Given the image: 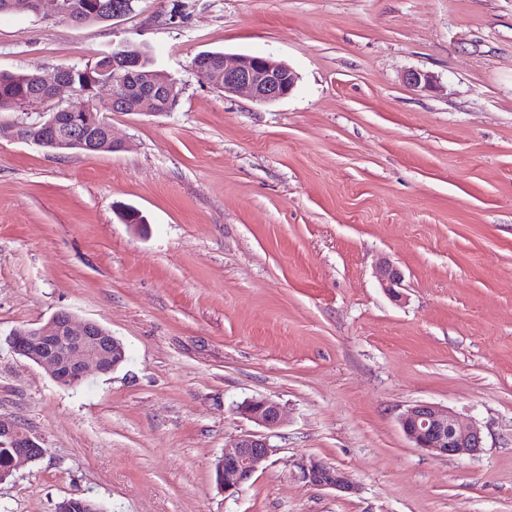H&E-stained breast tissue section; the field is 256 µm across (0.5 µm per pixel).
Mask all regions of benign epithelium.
<instances>
[{
	"mask_svg": "<svg viewBox=\"0 0 512 512\" xmlns=\"http://www.w3.org/2000/svg\"><path fill=\"white\" fill-rule=\"evenodd\" d=\"M24 2L29 11L47 20L61 16L69 19L80 17L84 11L78 0L62 11L46 0ZM124 67V56H117L112 60V68L118 74L114 79L100 83V86L111 90L106 103L116 108L129 102L135 112L160 113V102L169 89V78L162 72L125 76L119 73ZM196 72L218 85L226 94H245L264 103L286 97L296 82V75L288 66L268 58L256 59L241 54H226L224 63L198 67ZM38 82L54 97L65 89L73 97L79 93L70 69L59 68L51 75L40 74ZM41 125L44 140L59 148L78 147L96 151L101 139L112 141L111 126L101 122L97 112H80L67 123L50 112ZM42 141L37 140L35 144L40 146ZM378 276L388 291L399 295L396 287L402 284V275L397 267L385 260L378 268ZM8 342L15 354L44 368L57 383L66 387L80 385L92 370L108 373L125 361V348L110 330L96 321H79L65 310L55 313L38 326L22 325L13 329ZM236 411L261 427L262 431L239 436L218 459L215 484L230 496L241 493L252 476L269 461L275 452L270 437L285 422L283 407L269 397L247 399L237 405ZM400 424L415 447L441 456L475 455L483 448V437L478 428L460 421L447 408L434 403L410 406L401 415ZM1 445L14 449V469L41 458L46 452L36 437L4 419H0ZM300 476L316 489L347 494L357 491L346 472L316 458L301 464Z\"/></svg>",
	"mask_w": 512,
	"mask_h": 512,
	"instance_id": "obj_1",
	"label": "benign epithelium"
}]
</instances>
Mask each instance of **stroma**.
<instances>
[{"label":"stroma","mask_w":512,"mask_h":512,"mask_svg":"<svg viewBox=\"0 0 512 512\" xmlns=\"http://www.w3.org/2000/svg\"><path fill=\"white\" fill-rule=\"evenodd\" d=\"M147 48L172 112H111L121 147L53 154L0 135V418L46 453L0 512H512V0H134L74 26L0 17V71ZM291 67L261 103L195 72L202 51ZM432 79L408 85L409 72ZM136 212L140 223L127 219ZM404 276L392 297L376 276ZM60 310L126 360L67 388L8 344ZM270 397L287 421L245 490L214 467ZM448 407L482 451L414 447ZM343 469L357 491L308 486ZM400 424L415 447L441 456L475 455L483 448L478 428L463 423L448 408L434 403L410 406L401 415ZM300 476L305 483L316 489L334 490L347 494L357 491L346 472L316 458H310L301 464Z\"/></svg>","instance_id":"obj_1"}]
</instances>
